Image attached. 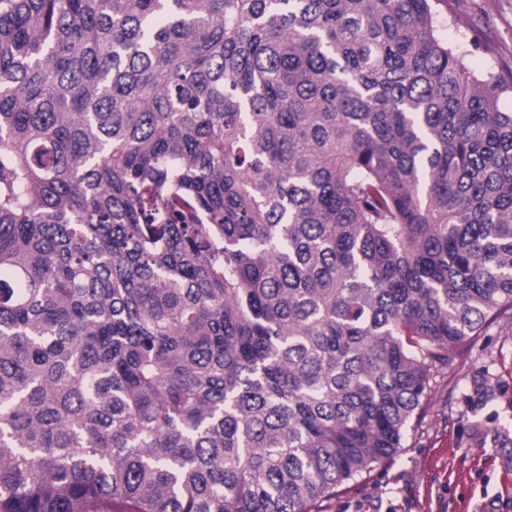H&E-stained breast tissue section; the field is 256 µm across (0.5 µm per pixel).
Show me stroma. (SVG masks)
Instances as JSON below:
<instances>
[{"label": "stroma", "instance_id": "1", "mask_svg": "<svg viewBox=\"0 0 512 512\" xmlns=\"http://www.w3.org/2000/svg\"><path fill=\"white\" fill-rule=\"evenodd\" d=\"M475 71L512 70V0H442ZM512 512V318L484 327L430 382L395 461L312 512Z\"/></svg>", "mask_w": 512, "mask_h": 512}]
</instances>
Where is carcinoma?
I'll return each instance as SVG.
<instances>
[{
    "mask_svg": "<svg viewBox=\"0 0 512 512\" xmlns=\"http://www.w3.org/2000/svg\"><path fill=\"white\" fill-rule=\"evenodd\" d=\"M439 0H0V512H309L512 311V77Z\"/></svg>",
    "mask_w": 512,
    "mask_h": 512,
    "instance_id": "1",
    "label": "carcinoma"
}]
</instances>
